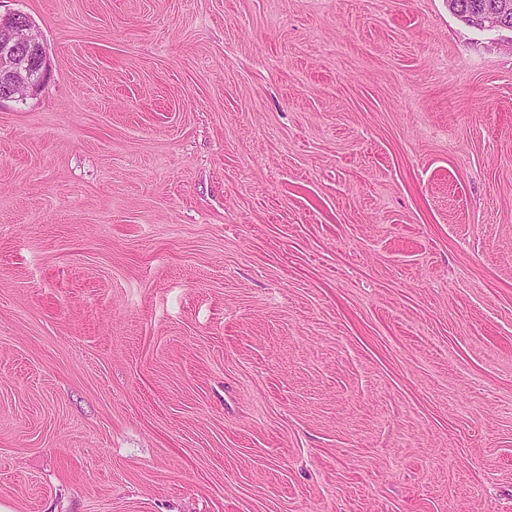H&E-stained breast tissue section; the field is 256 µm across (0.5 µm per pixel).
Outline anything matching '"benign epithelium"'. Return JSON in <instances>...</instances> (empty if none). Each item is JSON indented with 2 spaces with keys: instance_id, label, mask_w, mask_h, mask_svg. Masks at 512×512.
Instances as JSON below:
<instances>
[{
  "instance_id": "7a95c632",
  "label": "benign epithelium",
  "mask_w": 512,
  "mask_h": 512,
  "mask_svg": "<svg viewBox=\"0 0 512 512\" xmlns=\"http://www.w3.org/2000/svg\"><path fill=\"white\" fill-rule=\"evenodd\" d=\"M485 29L512 31V0H486L485 7L463 13ZM47 73L45 47L36 27L21 12L0 18V103L24 101L42 89Z\"/></svg>"
}]
</instances>
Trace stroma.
<instances>
[{
	"label": "stroma",
	"mask_w": 512,
	"mask_h": 512,
	"mask_svg": "<svg viewBox=\"0 0 512 512\" xmlns=\"http://www.w3.org/2000/svg\"><path fill=\"white\" fill-rule=\"evenodd\" d=\"M6 512H512V32L446 0H0ZM47 73L45 47L36 27L21 12L0 18V104L33 98Z\"/></svg>",
	"instance_id": "stroma-1"
}]
</instances>
